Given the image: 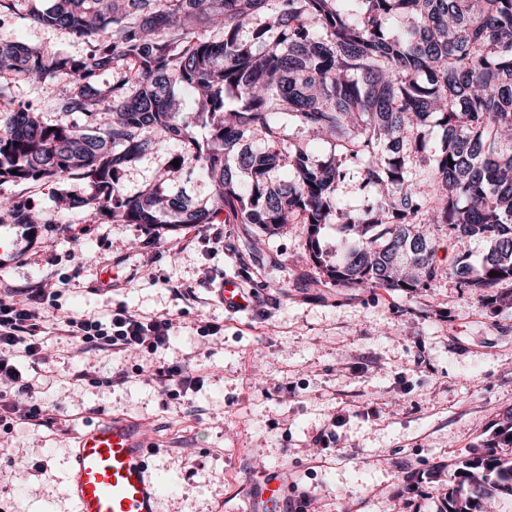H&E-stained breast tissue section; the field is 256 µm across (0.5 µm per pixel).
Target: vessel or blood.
Wrapping results in <instances>:
<instances>
[{
    "instance_id": "obj_1",
    "label": "vessel or blood",
    "mask_w": 512,
    "mask_h": 512,
    "mask_svg": "<svg viewBox=\"0 0 512 512\" xmlns=\"http://www.w3.org/2000/svg\"><path fill=\"white\" fill-rule=\"evenodd\" d=\"M151 453L137 426L121 417L76 433L65 489L77 512H158L162 490L148 470ZM291 479L285 467L260 474L240 512H290Z\"/></svg>"
}]
</instances>
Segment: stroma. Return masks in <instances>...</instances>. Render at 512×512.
I'll return each instance as SVG.
<instances>
[{
    "label": "stroma",
    "instance_id": "1",
    "mask_svg": "<svg viewBox=\"0 0 512 512\" xmlns=\"http://www.w3.org/2000/svg\"><path fill=\"white\" fill-rule=\"evenodd\" d=\"M44 0H15L0 42L20 41L81 56L86 45L33 22ZM13 102L33 101L55 118L56 86L0 75ZM166 140L126 171L132 193L185 155ZM0 191L36 210L34 224L0 223V283L68 285L50 319H107L118 308L174 314L169 344L156 353L78 354L64 337H43L47 363L23 362L34 388L67 431L0 426V512H75L65 491L75 433L121 416L139 426L162 485L160 512H238L251 478L288 466L289 500L309 495L314 512H445L448 480L471 449L495 442L512 408V306L445 280L408 296L381 288H338L306 257L300 227L240 244L251 226L214 223L147 227L76 209L55 183H6ZM249 301L225 308V277ZM219 325L213 336L200 325ZM188 360L200 391L179 400L156 374ZM127 371L112 387L74 381L75 371ZM323 445H315L318 436ZM497 442V441H496ZM44 473L31 475L33 464Z\"/></svg>",
    "mask_w": 512,
    "mask_h": 512
}]
</instances>
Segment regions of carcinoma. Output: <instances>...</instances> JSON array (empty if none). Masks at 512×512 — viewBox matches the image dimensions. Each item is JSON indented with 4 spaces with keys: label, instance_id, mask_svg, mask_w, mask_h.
I'll use <instances>...</instances> for the list:
<instances>
[{
    "label": "carcinoma",
    "instance_id": "cac0c4a2",
    "mask_svg": "<svg viewBox=\"0 0 512 512\" xmlns=\"http://www.w3.org/2000/svg\"><path fill=\"white\" fill-rule=\"evenodd\" d=\"M48 2L31 19L87 52L0 43V73L63 84L60 120L31 104L0 109V185L80 178L95 194L69 198L74 208L152 227L223 214L254 226L251 244L299 224L308 260L341 288L413 295L449 278L482 296L512 281V0ZM397 15L411 25L393 33ZM282 112L306 140H288ZM197 123L210 127L205 146ZM162 139L188 157L124 193L121 173ZM324 144L333 157L319 161ZM348 161L375 191L362 210L339 203ZM187 163L210 180L209 201L169 193ZM6 220L32 224L34 213L0 194ZM335 223L352 237L330 255L321 232ZM438 224L457 244L449 264L435 258ZM472 241L487 247L478 265ZM454 478L445 512H484L512 495V455L474 448Z\"/></svg>",
    "mask_w": 512,
    "mask_h": 512
}]
</instances>
